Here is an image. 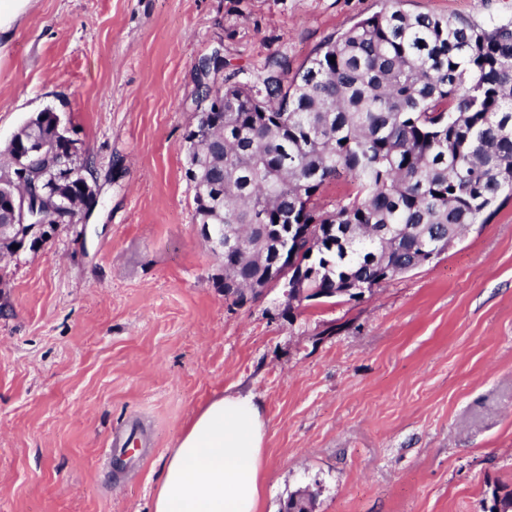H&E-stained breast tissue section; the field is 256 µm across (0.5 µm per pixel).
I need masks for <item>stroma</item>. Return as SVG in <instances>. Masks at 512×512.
<instances>
[{
  "label": "stroma",
  "mask_w": 512,
  "mask_h": 512,
  "mask_svg": "<svg viewBox=\"0 0 512 512\" xmlns=\"http://www.w3.org/2000/svg\"><path fill=\"white\" fill-rule=\"evenodd\" d=\"M512 21V0H401ZM386 0H29L0 38V167L56 112L98 203L0 260V512H151L168 448L212 399L268 421L261 512H484L512 489V199L362 297L236 305L185 171L195 66L302 71ZM135 431L133 447L103 448Z\"/></svg>",
  "instance_id": "35a3bbf8"
}]
</instances>
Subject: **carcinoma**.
Wrapping results in <instances>:
<instances>
[{
  "instance_id": "cac0c4a2",
  "label": "carcinoma",
  "mask_w": 512,
  "mask_h": 512,
  "mask_svg": "<svg viewBox=\"0 0 512 512\" xmlns=\"http://www.w3.org/2000/svg\"><path fill=\"white\" fill-rule=\"evenodd\" d=\"M221 70L213 62L197 84L205 135L186 145V176L202 227L246 232L245 249L224 254L227 286L267 281L273 226L311 224L313 254L288 247L310 272L304 288H381L512 197V22L412 14L395 0L329 39L288 84L282 57L254 82L219 84ZM40 137L47 154L66 149L50 110ZM71 170L76 194L88 161ZM343 176L354 192L330 210L322 193ZM78 215L49 200L36 220ZM489 512H512V490L493 487Z\"/></svg>"
}]
</instances>
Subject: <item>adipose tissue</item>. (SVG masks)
I'll use <instances>...</instances> for the list:
<instances>
[{
	"mask_svg": "<svg viewBox=\"0 0 512 512\" xmlns=\"http://www.w3.org/2000/svg\"><path fill=\"white\" fill-rule=\"evenodd\" d=\"M266 433L252 393L210 401L169 449L153 512H259Z\"/></svg>",
	"mask_w": 512,
	"mask_h": 512,
	"instance_id": "adipose-tissue-1",
	"label": "adipose tissue"
}]
</instances>
